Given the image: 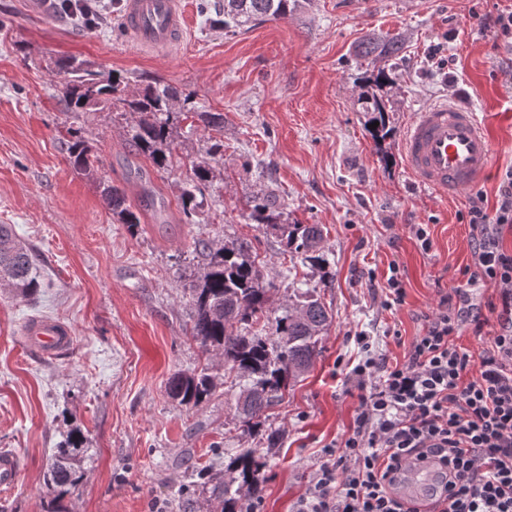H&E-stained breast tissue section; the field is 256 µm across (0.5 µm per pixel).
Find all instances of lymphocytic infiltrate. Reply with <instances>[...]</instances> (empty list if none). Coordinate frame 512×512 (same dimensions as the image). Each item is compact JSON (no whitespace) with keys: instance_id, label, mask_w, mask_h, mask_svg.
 Segmentation results:
<instances>
[{"instance_id":"obj_1","label":"lymphocytic infiltrate","mask_w":512,"mask_h":512,"mask_svg":"<svg viewBox=\"0 0 512 512\" xmlns=\"http://www.w3.org/2000/svg\"><path fill=\"white\" fill-rule=\"evenodd\" d=\"M476 273L470 288L494 287L499 329L479 354L458 347L464 328L486 320L468 291L441 299L426 316L403 362L372 355L349 373L358 408L291 512H512V252L501 240L512 228V169L495 207L474 193ZM429 461L442 481L433 501L407 497L399 485L413 461Z\"/></svg>"}]
</instances>
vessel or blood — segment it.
Here are the masks:
<instances>
[{
	"instance_id": "obj_1",
	"label": "vessel or blood",
	"mask_w": 512,
	"mask_h": 512,
	"mask_svg": "<svg viewBox=\"0 0 512 512\" xmlns=\"http://www.w3.org/2000/svg\"><path fill=\"white\" fill-rule=\"evenodd\" d=\"M185 17L179 0H127L123 29L140 46L168 50L180 43ZM401 150L408 173L422 187L457 194L480 181L493 163V145L479 113L471 108L437 102L415 112ZM27 343L53 355L71 342L72 331L48 318L25 322ZM21 468L15 451L0 450V485H12Z\"/></svg>"
}]
</instances>
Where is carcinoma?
Wrapping results in <instances>:
<instances>
[{"label":"carcinoma","mask_w":512,"mask_h":512,"mask_svg":"<svg viewBox=\"0 0 512 512\" xmlns=\"http://www.w3.org/2000/svg\"><path fill=\"white\" fill-rule=\"evenodd\" d=\"M291 0H224V27H238L242 22L285 19L294 10ZM400 50L398 41L373 39L358 48V54H375L392 58ZM63 99L70 112H96L120 109L135 117L128 131L129 144L146 156L158 170L173 162L169 141V122L173 115L193 113L205 126L223 127L224 117L211 112H194L189 96L178 88L157 82L137 95L127 93L123 81L111 78L105 82L82 61L64 66ZM363 111L371 113L372 130L383 140L389 135L390 118L384 102L374 93L362 96ZM74 165L82 171L95 170L84 141L78 139L69 147ZM196 185L181 193V209L185 219L193 221L200 207L198 185L212 180L214 167L207 161L192 164ZM112 213L130 228L141 223L139 214L127 204L123 191L115 186L103 189ZM275 202L268 196H256L249 205L248 218L281 232L291 253H301L318 264L325 263L321 253L323 230L318 224H279L273 214ZM209 262L190 288L194 307L192 336L204 352L215 350L224 357L229 372L245 380L238 395L236 411L244 427L260 420L278 400L287 380L306 372L318 354V345L326 332L330 317L316 289L303 293L302 301L284 308L275 318V339L270 340L250 331L252 325L269 320L267 293L272 284L264 283L248 245L202 244ZM0 284L22 295H30L40 287V271L29 247L16 236L9 224H0ZM215 376L203 367L193 373L172 377L166 385L168 396L183 405L202 404L215 390ZM88 452L78 447L71 435L57 445L51 456L47 482L57 488L75 485L80 479L79 455ZM266 463L255 448H240L236 455L239 475L218 478L205 487L209 498L222 503V512H238L242 498L254 493L263 480Z\"/></svg>","instance_id":"obj_1"}]
</instances>
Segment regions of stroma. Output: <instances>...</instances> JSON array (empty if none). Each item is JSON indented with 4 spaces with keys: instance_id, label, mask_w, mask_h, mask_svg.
Segmentation results:
<instances>
[{
    "instance_id": "35a3bbf8",
    "label": "stroma",
    "mask_w": 512,
    "mask_h": 512,
    "mask_svg": "<svg viewBox=\"0 0 512 512\" xmlns=\"http://www.w3.org/2000/svg\"><path fill=\"white\" fill-rule=\"evenodd\" d=\"M214 0H183L185 33L166 52L141 48L125 33V0H105L98 24L54 7L46 17L25 0H0V224L34 252L45 286L24 297L0 287V448L22 462L0 487V512H150L153 502L181 512L173 495L186 476L227 473L237 449L267 462L255 494L260 512H290L339 440L358 400L347 373L367 337L389 362L403 361L423 315L466 282L473 264L468 208L474 190L495 205L512 168V44L484 26L512 0H298L285 20L225 32ZM398 38L394 82L383 100L394 133L374 142L365 128L364 84L377 62L359 57L368 38ZM442 45L449 65L429 58ZM92 64L131 90L159 79L193 96L199 110L222 114L205 128L176 116L174 162L165 170L128 143L129 114L70 112L62 102V63ZM471 106L495 147L476 189L443 196L417 186L400 141L414 112L439 101ZM85 141L100 164L76 170L67 147ZM214 177L185 223L180 194L193 162L210 146ZM125 189L141 212L131 229L112 214L106 186ZM269 195L285 221L324 227L326 266L287 252L279 231L251 223L247 205ZM427 225L423 250L414 234ZM248 243L271 307L281 312L296 288L317 289L332 314L314 365L290 381L282 402L252 432L236 412L239 393L221 357L191 335L189 288L206 262L203 244ZM397 266L403 306L389 308L380 285ZM70 326L73 342L48 357L26 346L31 317ZM210 366L217 387L198 407L166 394L174 374ZM80 431L88 455L80 481L48 486L53 448Z\"/></svg>"
}]
</instances>
